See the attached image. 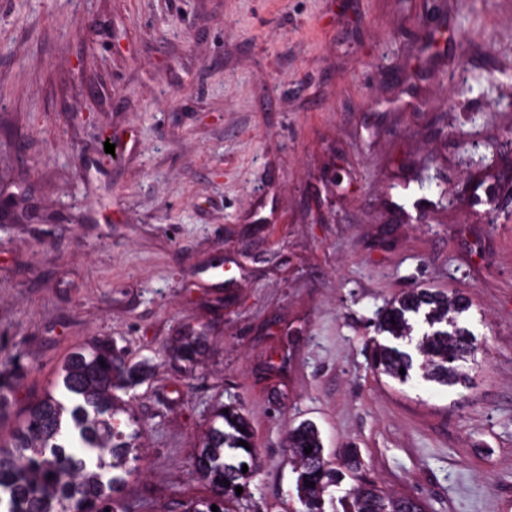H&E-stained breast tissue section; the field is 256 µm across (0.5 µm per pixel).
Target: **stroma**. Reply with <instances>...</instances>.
<instances>
[{"label": "stroma", "instance_id": "1", "mask_svg": "<svg viewBox=\"0 0 512 512\" xmlns=\"http://www.w3.org/2000/svg\"><path fill=\"white\" fill-rule=\"evenodd\" d=\"M447 3L478 35L438 136L428 81L412 97L371 65L424 61L434 0H358L355 35L333 0H0V180L35 183L39 214L0 224V365L19 409L88 339L151 364L121 393L145 455L126 512L205 495L192 453L223 405L261 457L233 512H297L286 433L305 420L424 512H512V72L486 62L512 57V0ZM373 95L413 108L378 115ZM479 180L500 185L497 223L476 218ZM316 189L335 222L315 223ZM218 257L220 292L197 278ZM414 288L469 301V388L373 369L378 313ZM187 326L214 345L190 378L165 361Z\"/></svg>", "mask_w": 512, "mask_h": 512}]
</instances>
